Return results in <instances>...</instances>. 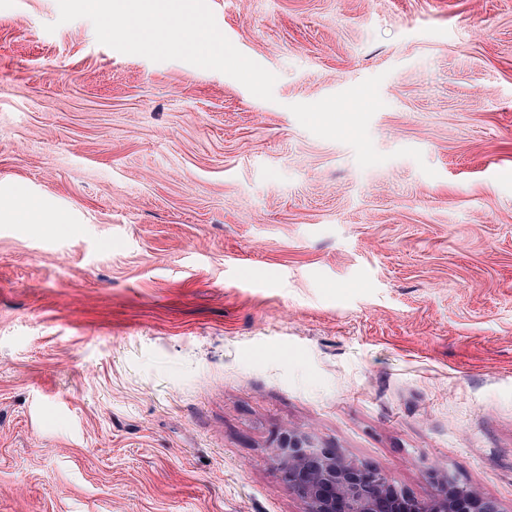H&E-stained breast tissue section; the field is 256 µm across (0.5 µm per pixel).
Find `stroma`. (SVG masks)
I'll return each mask as SVG.
<instances>
[{
    "label": "stroma",
    "instance_id": "obj_1",
    "mask_svg": "<svg viewBox=\"0 0 512 512\" xmlns=\"http://www.w3.org/2000/svg\"><path fill=\"white\" fill-rule=\"evenodd\" d=\"M0 0V512H305L307 434L512 512V0ZM192 13L193 4L191 0H183L179 17L181 26L188 29L185 31L190 37L187 47L197 56L201 64L209 65L215 58V49L218 46L222 47V38L214 30L192 25Z\"/></svg>",
    "mask_w": 512,
    "mask_h": 512
}]
</instances>
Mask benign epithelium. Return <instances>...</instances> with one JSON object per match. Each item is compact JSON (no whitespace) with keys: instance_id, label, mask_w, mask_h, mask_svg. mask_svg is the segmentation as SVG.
<instances>
[{"instance_id":"1","label":"benign epithelium","mask_w":512,"mask_h":512,"mask_svg":"<svg viewBox=\"0 0 512 512\" xmlns=\"http://www.w3.org/2000/svg\"><path fill=\"white\" fill-rule=\"evenodd\" d=\"M279 481L307 512H501L497 502L452 478L431 474L433 492L417 498L377 468L358 464L308 436L288 433L271 451Z\"/></svg>"}]
</instances>
